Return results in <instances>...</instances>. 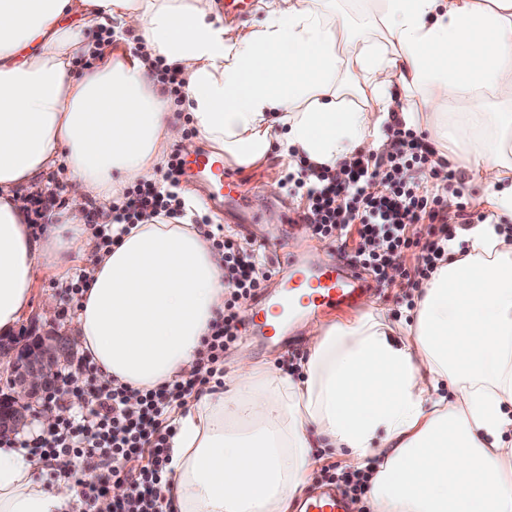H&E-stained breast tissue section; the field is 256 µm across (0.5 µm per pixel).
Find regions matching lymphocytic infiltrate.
Instances as JSON below:
<instances>
[{"label": "lymphocytic infiltrate", "mask_w": 512, "mask_h": 512, "mask_svg": "<svg viewBox=\"0 0 512 512\" xmlns=\"http://www.w3.org/2000/svg\"><path fill=\"white\" fill-rule=\"evenodd\" d=\"M387 136L391 146L386 154L358 155L338 171L303 159L285 173L282 185L305 198L302 217L315 235L334 241L350 225H358L355 264L377 280L398 276L416 290L445 255L448 237L438 227L447 223L448 201L459 197L461 190L453 183L454 173L435 160L416 130L397 122L388 126ZM182 174L181 155L171 153L164 187L143 183L128 187L120 204L112 208L113 223L136 224L153 215L176 217L181 208L176 188ZM423 219L431 223L424 240L411 229ZM207 238L224 261L228 292L223 313L203 340L196 373L136 392L120 383H96L97 368L85 355L64 374L50 397L55 403L68 396L92 395L89 411L60 414L48 436L33 439L28 447L45 467L74 479L80 488L79 512H97L113 480L126 483L128 493L112 503V512H172L165 495L169 441L175 435L171 414L193 392L223 386L224 352L242 336L237 309L255 298L273 274L262 255L241 257L220 229L208 230ZM407 250L415 256L413 266L394 269L393 261ZM133 396L138 405L131 408L127 401ZM87 455L98 457L100 475L87 478L77 469V459Z\"/></svg>", "instance_id": "1"}]
</instances>
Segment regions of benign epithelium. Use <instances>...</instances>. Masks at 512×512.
<instances>
[{
  "label": "benign epithelium",
  "instance_id": "7a95c632",
  "mask_svg": "<svg viewBox=\"0 0 512 512\" xmlns=\"http://www.w3.org/2000/svg\"><path fill=\"white\" fill-rule=\"evenodd\" d=\"M73 356L67 337L55 333L29 336L22 341L0 340V364L7 363L0 398V436H18L30 423L38 406L57 387L62 369Z\"/></svg>",
  "mask_w": 512,
  "mask_h": 512
}]
</instances>
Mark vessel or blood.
I'll return each instance as SVG.
<instances>
[{"label": "vessel or blood", "instance_id": "vessel-or-blood-1", "mask_svg": "<svg viewBox=\"0 0 512 512\" xmlns=\"http://www.w3.org/2000/svg\"><path fill=\"white\" fill-rule=\"evenodd\" d=\"M186 170L194 174L210 177L217 191L232 192L237 184L225 173L221 161L210 154L203 153L186 161ZM286 267L293 276L287 282L274 302L278 311L292 310L298 307L314 311L327 312L338 306L354 301L356 282L361 275L355 268H349L334 260L319 261L312 256H299L293 252L285 254ZM254 334L272 341L283 333L281 320L271 319L266 309H258L252 324ZM302 512H350L349 500L334 487L306 497L302 503Z\"/></svg>", "mask_w": 512, "mask_h": 512}]
</instances>
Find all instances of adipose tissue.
Returning a JSON list of instances; mask_svg holds the SVG:
<instances>
[{"instance_id": "adipose-tissue-1", "label": "adipose tissue", "mask_w": 512, "mask_h": 512, "mask_svg": "<svg viewBox=\"0 0 512 512\" xmlns=\"http://www.w3.org/2000/svg\"><path fill=\"white\" fill-rule=\"evenodd\" d=\"M334 0H268L249 29L217 0H0V333L29 309L40 273L92 261L77 313L102 382L153 388L189 378L224 309V264L183 194L177 224L148 217L102 251L84 222L137 180H159L166 149L198 142L240 166L272 145L341 168L384 149L397 116L427 129L441 157L489 195V220L448 242L412 326L371 307L307 324L304 375L239 350L225 388L176 420L174 512H291L312 451L374 464L372 512H512V0H374L377 35L337 20ZM79 25H67L70 16ZM139 37L140 56L98 50ZM99 54L72 76L73 63ZM185 80V138L150 62ZM500 111L478 112L491 96ZM65 166L62 223L34 234L16 193ZM452 382L453 395L440 392ZM23 449L0 446V512H70L79 487L45 489Z\"/></svg>"}]
</instances>
